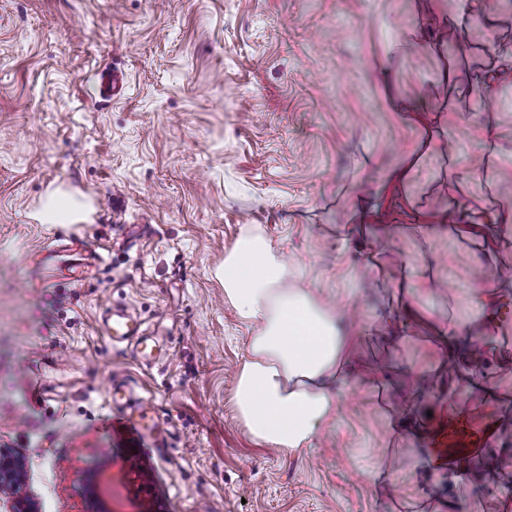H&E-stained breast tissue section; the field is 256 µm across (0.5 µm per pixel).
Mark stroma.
Masks as SVG:
<instances>
[{"mask_svg": "<svg viewBox=\"0 0 512 512\" xmlns=\"http://www.w3.org/2000/svg\"><path fill=\"white\" fill-rule=\"evenodd\" d=\"M460 0H0V448L23 463L40 512H512V445L454 509L424 500L409 446L387 447L395 394L441 353L415 326L399 348L358 346L380 380L352 376L343 411L307 450L253 441L236 417L247 327L224 299V257L243 229L288 258L289 286L327 309L369 321L384 297L371 262L412 280L423 308L463 315L474 288L497 289L503 350L487 368L499 401L460 389L473 428L512 433V248L488 261L476 242L415 234L397 202L429 215L449 197L488 196L512 209V79L473 92L484 22L467 51L393 49L402 30L438 22ZM457 69L464 97L446 112L455 153L419 151L390 98L444 109L438 75ZM125 75L99 94L102 73ZM493 112L504 155L482 165L476 124ZM416 158L403 187L387 177ZM481 178L462 182L469 169ZM57 191L86 203L79 221L37 219ZM366 197L389 234L357 231L338 253L337 226ZM77 234L102 256L93 276L37 285L46 238ZM128 306L166 335L145 367L103 334L106 304ZM142 407H111V380ZM393 459V489L366 471Z\"/></svg>", "mask_w": 512, "mask_h": 512, "instance_id": "35a3bbf8", "label": "stroma"}]
</instances>
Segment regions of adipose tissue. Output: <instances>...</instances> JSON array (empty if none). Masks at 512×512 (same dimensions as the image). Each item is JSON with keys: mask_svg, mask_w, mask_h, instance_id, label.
<instances>
[{"mask_svg": "<svg viewBox=\"0 0 512 512\" xmlns=\"http://www.w3.org/2000/svg\"><path fill=\"white\" fill-rule=\"evenodd\" d=\"M482 49L478 86L489 94L512 71V41L492 35ZM440 222L451 232L464 226L478 232L486 224L512 227V214L491 211L478 196L465 209L452 198ZM288 273L285 255L264 233L249 228L225 256L221 275L225 300L251 330L234 392L237 418L256 443L294 454L310 448L319 426L339 415L337 387L351 374H372V367L356 357L361 339L392 337L397 322L384 311L347 330L341 315L317 303L308 289L289 287ZM491 295V289H475L466 317L425 322L440 343L449 381L480 389L489 399L495 389L478 371L499 352ZM414 434L426 443L414 464L428 475L424 495L433 498L441 492L439 477L448 472L449 457L435 447L438 433L418 427Z\"/></svg>", "mask_w": 512, "mask_h": 512, "instance_id": "1", "label": "adipose tissue"}]
</instances>
